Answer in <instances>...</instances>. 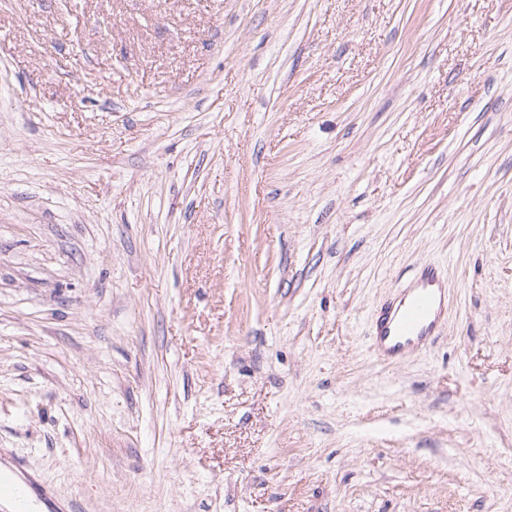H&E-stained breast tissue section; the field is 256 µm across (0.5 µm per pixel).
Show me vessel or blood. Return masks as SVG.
<instances>
[{"label":"vessel or blood","instance_id":"b4317fda","mask_svg":"<svg viewBox=\"0 0 512 512\" xmlns=\"http://www.w3.org/2000/svg\"><path fill=\"white\" fill-rule=\"evenodd\" d=\"M450 306L448 290L440 270L432 265L421 267L398 299L378 310L372 336L379 358L398 363L431 346L439 334L442 320ZM13 505V512H28L23 494L12 475L0 471V501Z\"/></svg>","mask_w":512,"mask_h":512}]
</instances>
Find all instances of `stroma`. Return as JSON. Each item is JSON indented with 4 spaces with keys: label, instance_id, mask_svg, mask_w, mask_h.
I'll return each instance as SVG.
<instances>
[{
    "label": "stroma",
    "instance_id": "35a3bbf8",
    "mask_svg": "<svg viewBox=\"0 0 512 512\" xmlns=\"http://www.w3.org/2000/svg\"><path fill=\"white\" fill-rule=\"evenodd\" d=\"M17 464L44 512H512V0H0ZM449 306L440 270L424 265L398 297L378 310L372 336L374 352L387 363H399L426 350L438 336Z\"/></svg>",
    "mask_w": 512,
    "mask_h": 512
}]
</instances>
